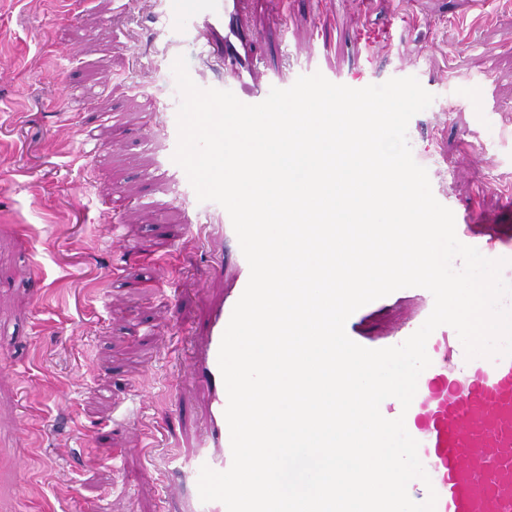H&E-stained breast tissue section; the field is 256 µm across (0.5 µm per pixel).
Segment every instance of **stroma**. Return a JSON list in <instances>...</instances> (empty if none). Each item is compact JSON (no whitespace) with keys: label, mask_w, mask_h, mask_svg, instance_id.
<instances>
[{"label":"stroma","mask_w":512,"mask_h":512,"mask_svg":"<svg viewBox=\"0 0 512 512\" xmlns=\"http://www.w3.org/2000/svg\"><path fill=\"white\" fill-rule=\"evenodd\" d=\"M366 2L248 0L246 20L271 65H289L285 39L331 77H416L434 100L408 125L414 160L459 207L512 225V0ZM145 9L0 0V512H194L168 489L203 427L184 368L220 285L206 225L185 234L209 205L171 169L158 112L181 101L172 53L199 59ZM80 126L121 149L73 159L62 144ZM93 182L110 206L85 192ZM161 419L173 430L130 450V428Z\"/></svg>","instance_id":"stroma-1"}]
</instances>
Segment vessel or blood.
<instances>
[{
    "label": "vessel or blood",
    "instance_id": "obj_1",
    "mask_svg": "<svg viewBox=\"0 0 512 512\" xmlns=\"http://www.w3.org/2000/svg\"><path fill=\"white\" fill-rule=\"evenodd\" d=\"M164 18L196 42L205 59L219 63L215 73L192 72L191 78L199 87L229 90L241 102L256 104L271 88L293 85V78L271 69L256 54L242 0H173ZM439 201L452 207L462 243L476 247L487 258L507 259L502 276L512 282V234L481 211L453 207L450 196H440ZM205 220L216 239L234 232L222 206H215ZM212 271L226 282L227 290L225 295L208 300L203 337L186 367L187 378L205 397V425L185 474L192 493L198 490L202 466L223 472L232 463L225 418L228 398L218 352L250 276L249 265L240 253L232 266L219 260ZM422 297V309L406 315L385 337L365 335L363 313L355 311L346 322L348 337L369 349L403 343L433 309L432 294L426 291ZM426 351L431 364L418 379L409 409H402L394 398L380 406L385 418H404L408 433L419 443V458L430 480L410 482L411 499L424 502L433 490L438 495L436 512H512V357L467 359L456 331L447 325L431 334Z\"/></svg>",
    "mask_w": 512,
    "mask_h": 512
}]
</instances>
